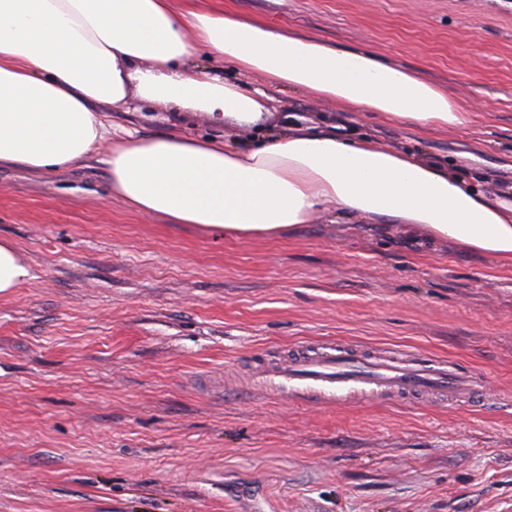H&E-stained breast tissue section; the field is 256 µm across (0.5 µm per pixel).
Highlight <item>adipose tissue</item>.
<instances>
[{
	"label": "adipose tissue",
	"mask_w": 512,
	"mask_h": 512,
	"mask_svg": "<svg viewBox=\"0 0 512 512\" xmlns=\"http://www.w3.org/2000/svg\"><path fill=\"white\" fill-rule=\"evenodd\" d=\"M198 48L210 66L192 63ZM225 62L261 87L247 92L219 76ZM270 85L381 112L422 134L467 120L459 102L410 72L224 9H180L174 0H0V166H77L107 141L113 196L171 224L275 237L333 211L404 224L512 262L511 195L468 188L459 173L387 143L312 126L287 128L260 147L129 129L117 137L100 112L136 96L220 125L258 127L269 114ZM29 276L17 245L0 238V297Z\"/></svg>",
	"instance_id": "obj_1"
}]
</instances>
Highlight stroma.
I'll use <instances>...</instances> for the list:
<instances>
[{
	"label": "stroma",
	"instance_id": "35a3bbf8",
	"mask_svg": "<svg viewBox=\"0 0 512 512\" xmlns=\"http://www.w3.org/2000/svg\"><path fill=\"white\" fill-rule=\"evenodd\" d=\"M371 54L460 102L418 134L300 89L270 132L337 127L512 188V0H195ZM115 125L252 145L254 129L132 99ZM0 167V512H512V265L400 224L322 216L227 238L130 210L101 159ZM405 347L478 375L466 401L303 399L260 368L308 342ZM29 277L20 249L11 240L0 238V297L11 295Z\"/></svg>",
	"mask_w": 512,
	"mask_h": 512
}]
</instances>
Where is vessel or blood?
<instances>
[{
    "label": "vessel or blood",
    "mask_w": 512,
    "mask_h": 512,
    "mask_svg": "<svg viewBox=\"0 0 512 512\" xmlns=\"http://www.w3.org/2000/svg\"><path fill=\"white\" fill-rule=\"evenodd\" d=\"M276 373L318 392L336 394L360 385L395 398L428 392L468 395L478 386L473 374L444 358L397 349L377 352L336 342L303 348L277 366Z\"/></svg>",
    "instance_id": "b4317fda"
}]
</instances>
